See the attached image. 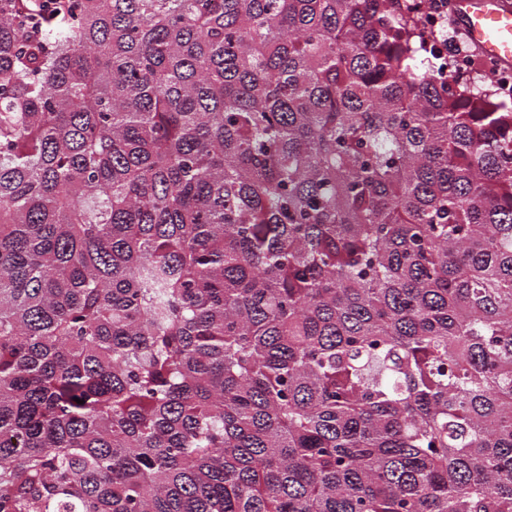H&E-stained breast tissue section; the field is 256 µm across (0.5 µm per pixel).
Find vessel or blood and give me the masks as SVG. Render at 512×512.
<instances>
[{
  "instance_id": "obj_1",
  "label": "vessel or blood",
  "mask_w": 512,
  "mask_h": 512,
  "mask_svg": "<svg viewBox=\"0 0 512 512\" xmlns=\"http://www.w3.org/2000/svg\"><path fill=\"white\" fill-rule=\"evenodd\" d=\"M453 6L470 41L485 56L512 62V9L503 0H454Z\"/></svg>"
}]
</instances>
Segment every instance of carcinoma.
<instances>
[{"label": "carcinoma", "instance_id": "obj_1", "mask_svg": "<svg viewBox=\"0 0 512 512\" xmlns=\"http://www.w3.org/2000/svg\"><path fill=\"white\" fill-rule=\"evenodd\" d=\"M438 60L0 0V512H512V100Z\"/></svg>", "mask_w": 512, "mask_h": 512}]
</instances>
